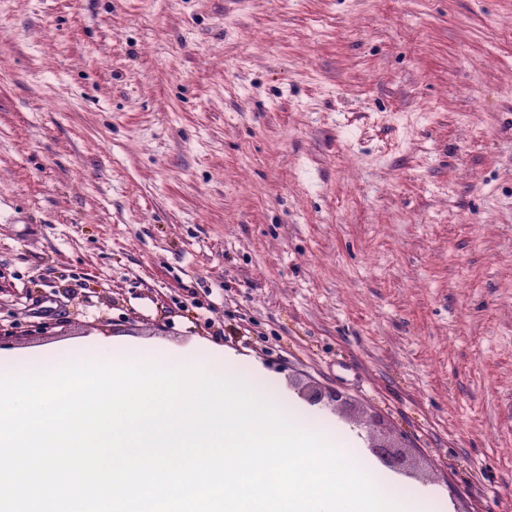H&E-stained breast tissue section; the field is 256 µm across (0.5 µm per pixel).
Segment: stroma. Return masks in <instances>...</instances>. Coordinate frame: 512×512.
Returning <instances> with one entry per match:
<instances>
[{
    "label": "stroma",
    "mask_w": 512,
    "mask_h": 512,
    "mask_svg": "<svg viewBox=\"0 0 512 512\" xmlns=\"http://www.w3.org/2000/svg\"><path fill=\"white\" fill-rule=\"evenodd\" d=\"M99 332L512 512V0H0V346ZM399 448L384 441L369 442L368 450L376 457L384 466L396 471L404 472L408 467L407 455Z\"/></svg>",
    "instance_id": "obj_1"
}]
</instances>
